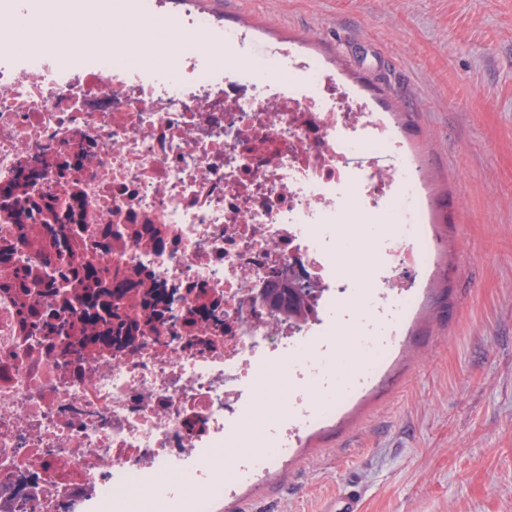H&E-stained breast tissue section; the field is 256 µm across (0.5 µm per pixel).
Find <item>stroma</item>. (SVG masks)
Returning a JSON list of instances; mask_svg holds the SVG:
<instances>
[{
  "label": "stroma",
  "mask_w": 512,
  "mask_h": 512,
  "mask_svg": "<svg viewBox=\"0 0 512 512\" xmlns=\"http://www.w3.org/2000/svg\"><path fill=\"white\" fill-rule=\"evenodd\" d=\"M225 29L323 60L392 113L424 181L436 253L379 370L218 512H512V0H199ZM328 335L342 393L378 330Z\"/></svg>",
  "instance_id": "1"
}]
</instances>
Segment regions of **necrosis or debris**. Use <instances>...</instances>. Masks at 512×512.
I'll return each mask as SVG.
<instances>
[{
    "label": "necrosis or debris",
    "instance_id": "necrosis-or-debris-1",
    "mask_svg": "<svg viewBox=\"0 0 512 512\" xmlns=\"http://www.w3.org/2000/svg\"><path fill=\"white\" fill-rule=\"evenodd\" d=\"M172 24L199 48L152 72L21 57L0 26V512H103L174 469L185 512H215L237 485L212 450L259 439L251 479L336 412L256 402L260 370L320 384L344 302L403 314L430 262L390 114L286 45L266 75L212 70L247 32ZM391 204L394 233L343 248ZM286 267L314 286L300 318L251 299Z\"/></svg>",
    "mask_w": 512,
    "mask_h": 512
}]
</instances>
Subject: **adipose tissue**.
<instances>
[{"label": "adipose tissue", "mask_w": 512, "mask_h": 512, "mask_svg": "<svg viewBox=\"0 0 512 512\" xmlns=\"http://www.w3.org/2000/svg\"><path fill=\"white\" fill-rule=\"evenodd\" d=\"M28 38L22 49L41 45H64L75 62L93 60L110 52L126 57L127 48L140 37L136 0H30ZM155 47L132 57L143 69H171L186 49L195 47L193 38L172 39L167 20L152 19Z\"/></svg>", "instance_id": "obj_1"}]
</instances>
